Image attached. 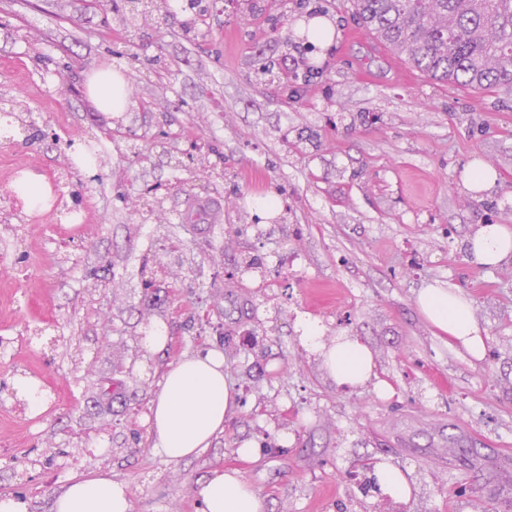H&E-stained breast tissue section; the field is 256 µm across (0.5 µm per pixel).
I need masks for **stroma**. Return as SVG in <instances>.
I'll list each match as a JSON object with an SVG mask.
<instances>
[{"mask_svg":"<svg viewBox=\"0 0 512 512\" xmlns=\"http://www.w3.org/2000/svg\"><path fill=\"white\" fill-rule=\"evenodd\" d=\"M132 43L91 0H0V84L35 118L92 144L75 164L92 227L54 233L13 212L0 236V496L50 512L77 473L111 472L132 512H199L191 488L240 469L268 512H512V265L468 258L477 225H512V89L431 80L358 25L351 0H168ZM324 12L338 35L308 47ZM130 79L113 117L87 96L103 66ZM272 66L274 81L257 73ZM11 159L66 164L15 136ZM497 170L471 196L464 168ZM276 194L282 209L258 201ZM216 224L188 221L200 202ZM160 256L162 267L152 258ZM263 272H243L246 260ZM451 281L488 334L475 359L435 336L414 294ZM363 337L389 391L344 390L302 343ZM154 324L170 341L146 351ZM213 348L242 403L201 455L169 462L148 435L167 362ZM261 454L239 459L245 440ZM409 471L413 499H369L378 461Z\"/></svg>","mask_w":512,"mask_h":512,"instance_id":"obj_1","label":"stroma"}]
</instances>
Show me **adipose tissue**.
<instances>
[{"instance_id": "obj_1", "label": "adipose tissue", "mask_w": 512, "mask_h": 512, "mask_svg": "<svg viewBox=\"0 0 512 512\" xmlns=\"http://www.w3.org/2000/svg\"><path fill=\"white\" fill-rule=\"evenodd\" d=\"M84 88L102 112L128 111L131 100L127 77L112 69L90 71ZM472 261L495 267L512 260V228L482 224L468 238ZM420 316L449 344L462 346L474 357L485 351V331L467 292L452 282L433 281L414 297ZM304 342L319 356L337 387L356 389L375 377L374 358L359 337L342 334L323 342L316 324L304 329ZM238 404V393L224 372V359L215 352L184 353L169 362L160 387L149 402L150 440L155 454L172 462L199 456L222 434ZM374 497L409 504L412 489L406 471L389 462L376 463L369 473ZM201 512H267V504L241 471L217 468L192 488ZM51 512H131L127 483L99 472L73 476L53 496Z\"/></svg>"}]
</instances>
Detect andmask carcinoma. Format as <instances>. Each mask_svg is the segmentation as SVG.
Wrapping results in <instances>:
<instances>
[{"label": "carcinoma", "instance_id": "1", "mask_svg": "<svg viewBox=\"0 0 512 512\" xmlns=\"http://www.w3.org/2000/svg\"><path fill=\"white\" fill-rule=\"evenodd\" d=\"M377 42L437 81L512 86V0H354Z\"/></svg>", "mask_w": 512, "mask_h": 512}]
</instances>
